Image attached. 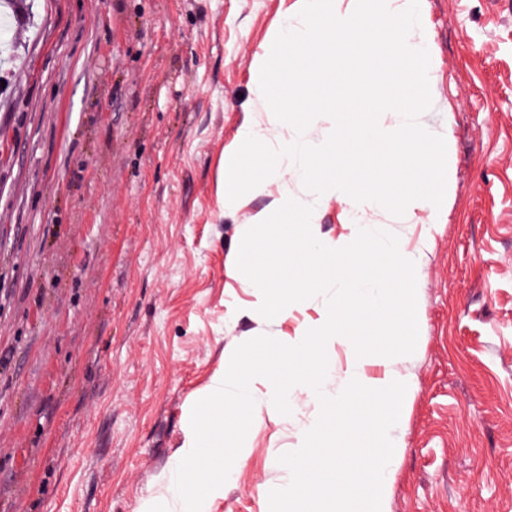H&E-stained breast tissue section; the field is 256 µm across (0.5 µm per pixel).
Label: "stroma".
Segmentation results:
<instances>
[{
	"instance_id": "stroma-1",
	"label": "stroma",
	"mask_w": 512,
	"mask_h": 512,
	"mask_svg": "<svg viewBox=\"0 0 512 512\" xmlns=\"http://www.w3.org/2000/svg\"><path fill=\"white\" fill-rule=\"evenodd\" d=\"M27 2L0 77V512H179L185 414L270 328L229 275L239 234L286 195L324 238L386 213L289 173L224 209L252 62L295 0ZM422 23L450 178L401 226L420 330L387 512H512V0H423ZM308 416H264L206 512H269Z\"/></svg>"
}]
</instances>
